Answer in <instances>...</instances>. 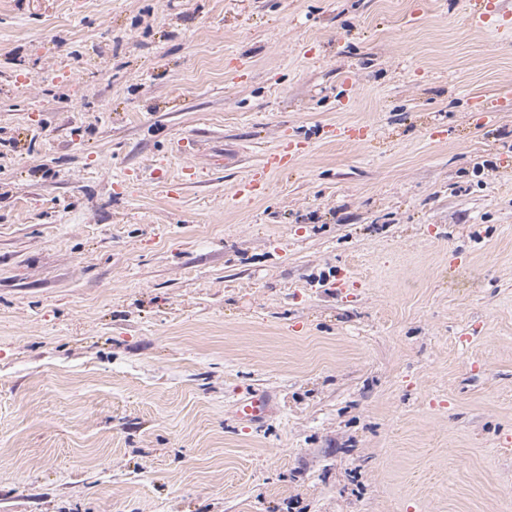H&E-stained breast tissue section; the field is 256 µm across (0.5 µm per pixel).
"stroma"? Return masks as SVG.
<instances>
[{
    "label": "stroma",
    "mask_w": 512,
    "mask_h": 512,
    "mask_svg": "<svg viewBox=\"0 0 512 512\" xmlns=\"http://www.w3.org/2000/svg\"><path fill=\"white\" fill-rule=\"evenodd\" d=\"M467 12L0 0V512H512V27ZM273 408L268 393L255 392L242 399L236 409V417L242 424H250L265 418Z\"/></svg>",
    "instance_id": "stroma-1"
}]
</instances>
